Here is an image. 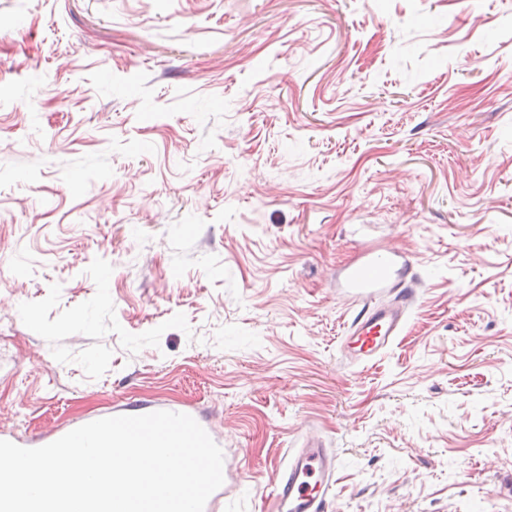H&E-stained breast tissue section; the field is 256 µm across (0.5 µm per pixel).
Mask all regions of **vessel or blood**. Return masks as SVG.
Wrapping results in <instances>:
<instances>
[{
    "mask_svg": "<svg viewBox=\"0 0 512 512\" xmlns=\"http://www.w3.org/2000/svg\"><path fill=\"white\" fill-rule=\"evenodd\" d=\"M411 271L404 252L370 248L337 277V293L356 308L342 342L348 358L375 362L401 336L417 296V285L409 280ZM336 469L335 453L320 440L309 438L289 449L288 463L273 486L272 512H329ZM223 476L222 489L209 497L204 512H221L225 490L239 479L236 464L224 462Z\"/></svg>",
    "mask_w": 512,
    "mask_h": 512,
    "instance_id": "b4317fda",
    "label": "vessel or blood"
}]
</instances>
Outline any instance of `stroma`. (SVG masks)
Here are the masks:
<instances>
[{"instance_id": "obj_1", "label": "stroma", "mask_w": 512, "mask_h": 512, "mask_svg": "<svg viewBox=\"0 0 512 512\" xmlns=\"http://www.w3.org/2000/svg\"><path fill=\"white\" fill-rule=\"evenodd\" d=\"M409 254L376 363L337 274ZM202 411L267 512H512V0H0V429ZM336 469V454L318 439L289 449L288 463L273 486L271 512L331 511Z\"/></svg>"}]
</instances>
